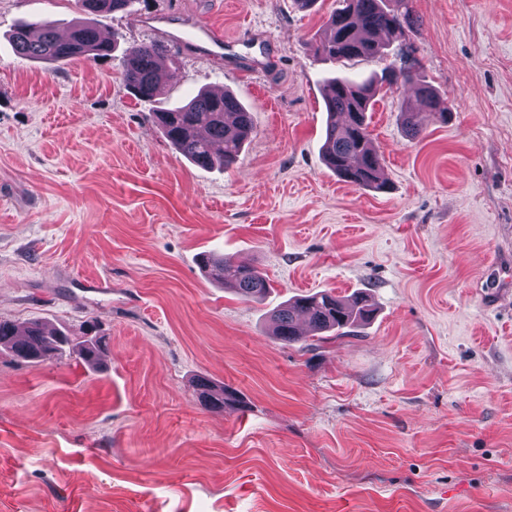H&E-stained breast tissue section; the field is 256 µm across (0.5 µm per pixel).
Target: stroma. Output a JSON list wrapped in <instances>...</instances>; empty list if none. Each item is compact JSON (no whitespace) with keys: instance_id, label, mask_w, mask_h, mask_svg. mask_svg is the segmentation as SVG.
<instances>
[{"instance_id":"35a3bbf8","label":"stroma","mask_w":512,"mask_h":512,"mask_svg":"<svg viewBox=\"0 0 512 512\" xmlns=\"http://www.w3.org/2000/svg\"><path fill=\"white\" fill-rule=\"evenodd\" d=\"M341 5L135 0L95 19L110 57L44 62L14 29L66 33L78 0H0V319L106 341L99 371L0 349V512H512V0H409L386 63L451 112L411 139L414 85L379 94L385 193L321 154L326 81L383 66L315 55ZM191 25L223 56L172 42ZM141 42L175 75L149 102L119 82ZM220 87L253 114L224 171L151 119ZM214 250L273 291L224 290L199 263ZM323 290L368 293L373 319L306 350L270 336L276 306ZM194 389L200 404L209 410L224 409V385H219L208 378H198Z\"/></svg>"}]
</instances>
